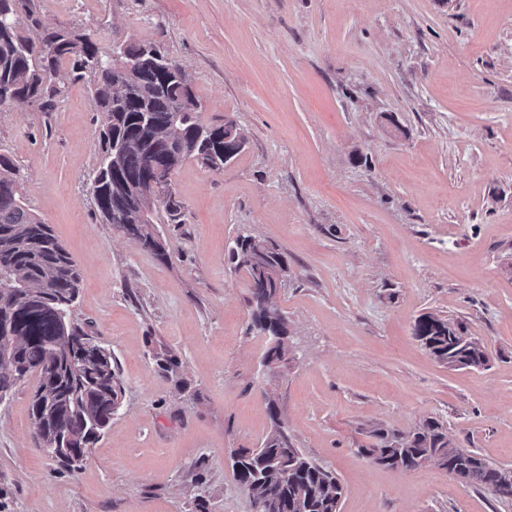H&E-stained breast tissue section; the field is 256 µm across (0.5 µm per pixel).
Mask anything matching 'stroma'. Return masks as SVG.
I'll list each match as a JSON object with an SVG mask.
<instances>
[{"label": "stroma", "mask_w": 512, "mask_h": 512, "mask_svg": "<svg viewBox=\"0 0 512 512\" xmlns=\"http://www.w3.org/2000/svg\"><path fill=\"white\" fill-rule=\"evenodd\" d=\"M47 25L157 43L187 72L204 122L248 142L215 172L172 177L166 258L103 223L86 83L54 111L0 107L17 190L75 259L72 317L112 352L122 402L80 471L38 448L36 376L0 401V512H253L231 458L269 434L333 469L340 512H512L445 470H395L360 429L427 418L512 468V0H38ZM276 243V302L296 359L263 368L239 233ZM462 320L488 366L452 370L413 336ZM179 363L160 369L165 356Z\"/></svg>", "instance_id": "1"}]
</instances>
